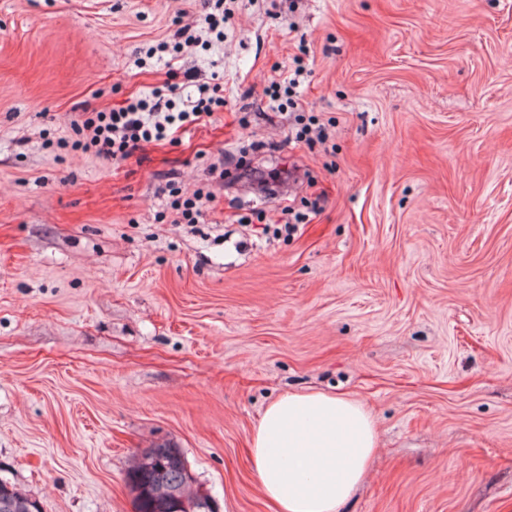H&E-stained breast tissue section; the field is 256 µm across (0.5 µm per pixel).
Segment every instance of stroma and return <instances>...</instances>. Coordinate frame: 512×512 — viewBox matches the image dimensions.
I'll list each match as a JSON object with an SVG mask.
<instances>
[{
  "mask_svg": "<svg viewBox=\"0 0 512 512\" xmlns=\"http://www.w3.org/2000/svg\"><path fill=\"white\" fill-rule=\"evenodd\" d=\"M230 9L174 56L199 0H0V477L135 512L125 474L167 443L217 512H273L253 431L323 391L376 422L345 512H512V0ZM169 80L223 110L118 164L73 147L77 112ZM293 110L330 141L289 143ZM200 189L215 211L174 223ZM223 0H217L214 4L215 10H221V13L216 14L213 12H205L203 14L204 16V24L203 27L204 30H198L196 29L193 31V27L189 25L181 26L179 27L173 34L174 47L183 45H200L201 47L208 46L210 40L209 39H203V34L206 35H212L215 34L216 40L224 39V19H225V13H230L227 11L226 8H224V2ZM204 32V33H203ZM179 40V41H176ZM180 40H183L180 41Z\"/></svg>",
  "mask_w": 512,
  "mask_h": 512,
  "instance_id": "stroma-1",
  "label": "stroma"
}]
</instances>
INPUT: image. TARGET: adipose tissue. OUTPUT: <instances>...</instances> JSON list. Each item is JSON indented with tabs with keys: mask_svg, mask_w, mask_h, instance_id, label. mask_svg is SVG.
I'll return each mask as SVG.
<instances>
[{
	"mask_svg": "<svg viewBox=\"0 0 512 512\" xmlns=\"http://www.w3.org/2000/svg\"><path fill=\"white\" fill-rule=\"evenodd\" d=\"M376 446L375 422L360 402L288 393L264 409L251 466L275 512H343Z\"/></svg>",
	"mask_w": 512,
	"mask_h": 512,
	"instance_id": "obj_1",
	"label": "adipose tissue"
}]
</instances>
